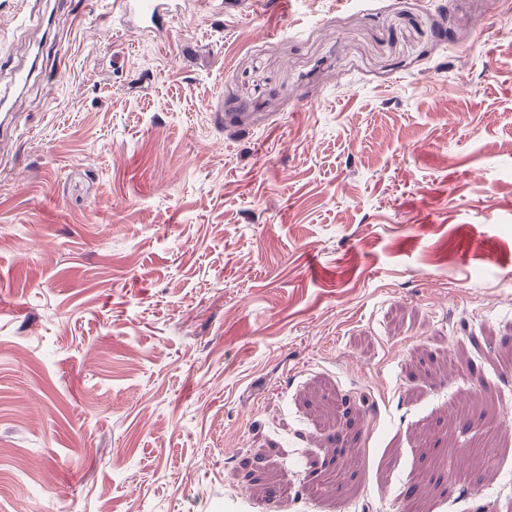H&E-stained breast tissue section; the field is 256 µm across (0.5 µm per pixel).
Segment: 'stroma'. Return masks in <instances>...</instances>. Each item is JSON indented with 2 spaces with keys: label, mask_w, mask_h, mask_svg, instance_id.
<instances>
[{
  "label": "stroma",
  "mask_w": 512,
  "mask_h": 512,
  "mask_svg": "<svg viewBox=\"0 0 512 512\" xmlns=\"http://www.w3.org/2000/svg\"><path fill=\"white\" fill-rule=\"evenodd\" d=\"M178 5L0 0V512H512V0ZM122 17L130 23H141L162 38L167 30V17L173 12L170 0H121ZM13 84L9 91H3L0 95V126L3 134L6 122L11 123L13 95L26 88L33 74V64L30 66L16 64L13 66Z\"/></svg>",
  "instance_id": "stroma-1"
}]
</instances>
